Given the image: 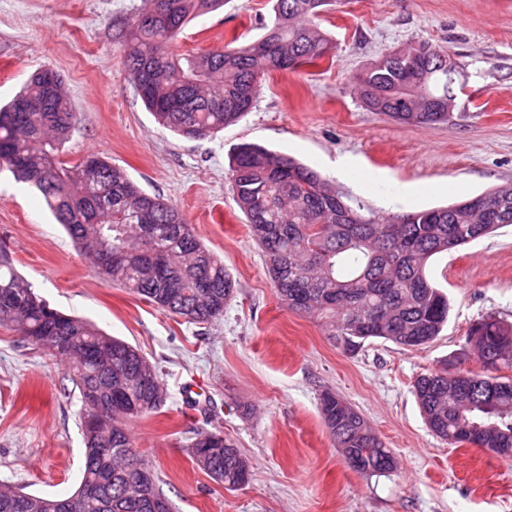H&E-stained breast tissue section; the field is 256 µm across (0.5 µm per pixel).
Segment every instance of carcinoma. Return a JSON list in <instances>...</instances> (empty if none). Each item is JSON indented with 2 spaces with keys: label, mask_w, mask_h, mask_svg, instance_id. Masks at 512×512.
<instances>
[{
  "label": "carcinoma",
  "mask_w": 512,
  "mask_h": 512,
  "mask_svg": "<svg viewBox=\"0 0 512 512\" xmlns=\"http://www.w3.org/2000/svg\"><path fill=\"white\" fill-rule=\"evenodd\" d=\"M326 0H274L273 17L259 42L181 57L171 50L195 17L223 0H149L135 16L124 44L125 65L137 96L163 128L202 140L250 112L272 71H290L326 56L330 39L317 20ZM154 16L148 23L141 18ZM448 49L417 43L384 53L355 77L363 103L403 124L450 120L461 82L450 68ZM78 124L60 71L43 67L21 91L0 104V162L34 186L58 223L93 260L102 278L161 310L195 325L223 316L236 285L231 274L196 236L182 212L158 194L132 190L126 171L98 153L89 176L83 162L62 159ZM235 200L264 253L279 299L289 308L326 319L330 335L347 351L373 338L420 348L448 323L447 295L428 275L438 255L512 224V182L447 207L383 214L362 199L342 193L315 169L262 145L243 143L229 158ZM151 218L156 235L143 233ZM129 252L125 261L103 264V255ZM0 325L22 340L69 364L83 412L102 403L107 422L84 432L85 454L75 491L64 498L0 485V512H155L163 497L157 477L127 478L141 458L127 424L158 409L130 412L126 403L143 394L165 395L156 363L137 347L92 324L51 307L14 268L0 248ZM465 347L483 361L498 357L512 368V324L487 316L473 323ZM413 392L430 430L448 444L465 438L485 448L512 447V382L465 371L435 382L420 376ZM324 423L342 457L356 458L363 473H385L395 459L366 419L333 392L320 398ZM197 431L188 446L193 465L222 485H237L239 449ZM94 485L87 496L83 487Z\"/></svg>",
  "instance_id": "carcinoma-1"
}]
</instances>
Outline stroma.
<instances>
[{"mask_svg":"<svg viewBox=\"0 0 512 512\" xmlns=\"http://www.w3.org/2000/svg\"><path fill=\"white\" fill-rule=\"evenodd\" d=\"M145 0H0V102L35 69L63 75L79 124L64 159L108 157L175 204L237 281L224 315L197 326L104 281L41 195L0 164V246L51 307L88 320L155 361L163 405L131 421L137 450L173 512H512V460L453 446L426 426L413 393L433 369L480 370L468 328L512 324V226L437 256L448 325L406 349L370 339L337 345L322 320L278 298L239 210L228 157L243 142L310 165L387 213L444 206L512 181V0H336L319 20L329 54L270 73L255 108L216 137L162 128L136 96L124 36ZM272 0H224L192 20L179 53L254 41ZM448 47L465 88L445 124L407 125L368 110L355 77L384 52ZM349 172H338L341 161ZM331 391L363 414L395 468L366 475L344 462L320 413ZM81 404L66 366L0 326V484L64 496L80 480ZM219 432L250 465L229 490L195 468V431Z\"/></svg>","mask_w":512,"mask_h":512,"instance_id":"35a3bbf8","label":"stroma"}]
</instances>
